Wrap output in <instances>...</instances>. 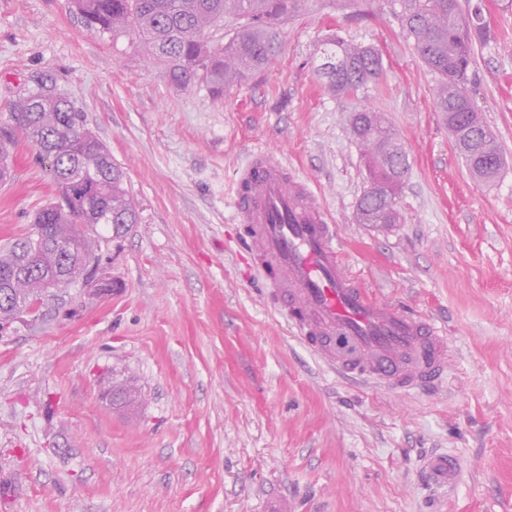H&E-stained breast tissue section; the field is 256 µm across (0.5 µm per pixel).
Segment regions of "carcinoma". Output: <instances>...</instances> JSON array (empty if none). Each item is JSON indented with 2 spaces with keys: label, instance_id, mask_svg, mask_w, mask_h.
Listing matches in <instances>:
<instances>
[{
  "label": "carcinoma",
  "instance_id": "cac0c4a2",
  "mask_svg": "<svg viewBox=\"0 0 512 512\" xmlns=\"http://www.w3.org/2000/svg\"><path fill=\"white\" fill-rule=\"evenodd\" d=\"M402 28L418 55L435 74V108L443 114L455 147L474 178L490 183L498 178L503 157L492 130L466 95L474 47L496 41L485 15L484 0H472L468 11L459 0H393ZM85 29L132 42L169 80L186 89L205 83L216 93L265 69L279 51L277 28L299 0H70ZM233 23L222 44L209 33ZM324 62L317 74L338 96H351L383 72L382 60L371 47L342 37L323 44ZM13 128L48 163L60 201L35 216L31 231L0 247V273L23 268V297H0V322L16 316L18 301L42 303L44 279L63 276L64 262L81 265L80 245L98 244L87 232L99 224L120 230L138 223L127 199L125 173L112 164L107 145L84 123L83 116L57 78L37 75L33 86L12 103ZM353 138L363 151L370 186L357 206L361 224H396V199L409 171L406 149L383 116L363 105L350 117Z\"/></svg>",
  "mask_w": 512,
  "mask_h": 512
}]
</instances>
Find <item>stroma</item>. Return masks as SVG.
Segmentation results:
<instances>
[{"mask_svg":"<svg viewBox=\"0 0 512 512\" xmlns=\"http://www.w3.org/2000/svg\"><path fill=\"white\" fill-rule=\"evenodd\" d=\"M499 35L476 46L468 93L507 160L493 184L463 165L436 79L389 0H301L272 63L224 97L170 86L130 38L86 31L68 0H0V132L50 71L124 172L139 221L103 243L86 288L0 326V512H512V0H484ZM373 47L358 99L322 85L329 35ZM399 133L410 171L397 224H360L368 187L355 104ZM269 150L307 179L349 272L376 299L447 329L430 393L322 368L262 298L238 250L233 178ZM59 195L18 140L0 181V245ZM133 387V407L102 401ZM456 455L454 491L421 459Z\"/></svg>","mask_w":512,"mask_h":512,"instance_id":"obj_1","label":"stroma"}]
</instances>
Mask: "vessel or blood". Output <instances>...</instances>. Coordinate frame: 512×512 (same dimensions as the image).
Here are the masks:
<instances>
[{"mask_svg": "<svg viewBox=\"0 0 512 512\" xmlns=\"http://www.w3.org/2000/svg\"><path fill=\"white\" fill-rule=\"evenodd\" d=\"M242 244L254 259L262 294L274 299L302 344L331 372L395 391L437 387L448 366L441 326L384 304L348 272L336 248V227L306 182L274 154L254 153L232 188ZM435 487L455 488L460 458L436 453L424 461Z\"/></svg>", "mask_w": 512, "mask_h": 512, "instance_id": "1", "label": "vessel or blood"}]
</instances>
